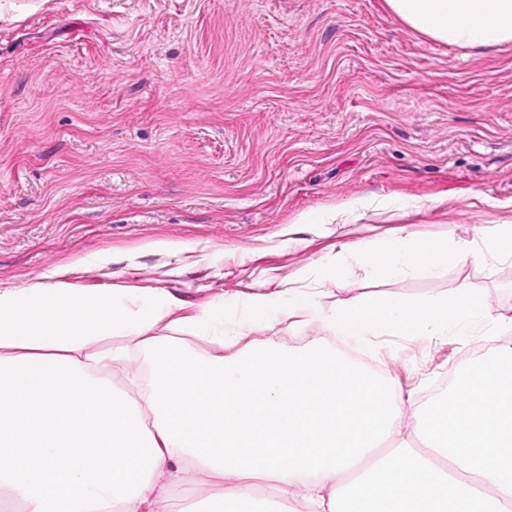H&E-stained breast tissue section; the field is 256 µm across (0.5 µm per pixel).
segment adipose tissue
<instances>
[{
  "label": "adipose tissue",
  "instance_id": "ef3b65f1",
  "mask_svg": "<svg viewBox=\"0 0 512 512\" xmlns=\"http://www.w3.org/2000/svg\"><path fill=\"white\" fill-rule=\"evenodd\" d=\"M430 40L461 49L512 42V0H385ZM469 254L447 239L393 237L360 250L383 275L442 272ZM289 315L351 340L438 339L488 315L469 291L426 301L368 298L324 312L287 288ZM170 306L129 313L108 292L43 285L0 291V512H152L162 481L212 479L225 512H264L262 493L305 512H512V348L460 369L435 407L404 405L394 385L334 348L234 351L211 311L185 332L226 347L199 354L153 336ZM123 331L144 336L148 390L109 381L121 353L78 357ZM422 420V447L382 451L403 416ZM233 484H225V476Z\"/></svg>",
  "mask_w": 512,
  "mask_h": 512
}]
</instances>
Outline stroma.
I'll use <instances>...</instances> for the list:
<instances>
[{"label": "stroma", "mask_w": 512, "mask_h": 512, "mask_svg": "<svg viewBox=\"0 0 512 512\" xmlns=\"http://www.w3.org/2000/svg\"><path fill=\"white\" fill-rule=\"evenodd\" d=\"M408 199L356 224L298 218L351 197ZM512 43L461 50L384 0H0V290L53 279L112 291L133 314L232 307L241 344L313 342L383 366L429 406L469 360L512 346ZM401 235L478 252L438 275L382 276L358 251ZM320 310L370 296L483 295L492 310L443 339L356 344L288 320L250 324L256 292ZM120 388L149 354L118 332ZM219 512L202 482L155 512Z\"/></svg>", "instance_id": "obj_1"}]
</instances>
